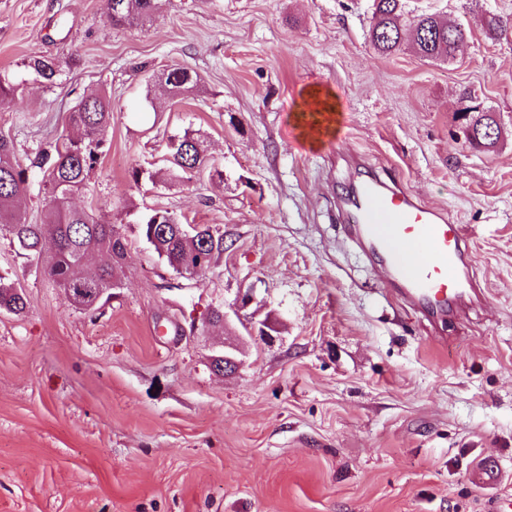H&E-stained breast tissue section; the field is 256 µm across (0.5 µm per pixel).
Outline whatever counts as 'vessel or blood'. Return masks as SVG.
<instances>
[{"mask_svg":"<svg viewBox=\"0 0 512 512\" xmlns=\"http://www.w3.org/2000/svg\"><path fill=\"white\" fill-rule=\"evenodd\" d=\"M343 211L348 236L388 270L400 295L428 317L456 316L481 301L464 225L376 175L355 184Z\"/></svg>","mask_w":512,"mask_h":512,"instance_id":"1","label":"vessel or blood"}]
</instances>
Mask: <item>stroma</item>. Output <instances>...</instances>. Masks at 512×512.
Returning a JSON list of instances; mask_svg holds the SVG:
<instances>
[{
	"mask_svg": "<svg viewBox=\"0 0 512 512\" xmlns=\"http://www.w3.org/2000/svg\"><path fill=\"white\" fill-rule=\"evenodd\" d=\"M406 6L465 24L453 63L375 53L370 0H163L136 27L113 26L105 0H0V73L65 62L0 105V136L30 167L21 213L43 217L37 152L105 92L111 146L74 203L127 240L121 286L86 311L0 234V275L26 300L0 311V512H498L512 498V41L481 25L485 9L512 18V0ZM176 65L199 91L147 102ZM314 88L333 109L315 139ZM470 99L508 132L493 153L463 142ZM187 127L223 183L132 187L131 168L163 169ZM368 171L465 225L481 304L425 320L347 236L342 200ZM152 209L212 226L223 254L179 277L139 235ZM215 308L226 327L208 325ZM228 344L243 364L220 373ZM35 75L36 79L46 84L55 83L61 74L62 63L55 58H35L26 65Z\"/></svg>",
	"mask_w": 512,
	"mask_h": 512,
	"instance_id": "obj_1",
	"label": "stroma"
}]
</instances>
